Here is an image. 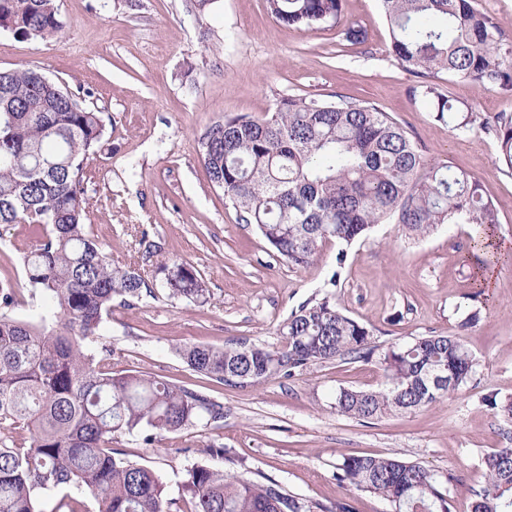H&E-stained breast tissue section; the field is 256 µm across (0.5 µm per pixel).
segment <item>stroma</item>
I'll return each instance as SVG.
<instances>
[{
	"instance_id": "obj_1",
	"label": "stroma",
	"mask_w": 512,
	"mask_h": 512,
	"mask_svg": "<svg viewBox=\"0 0 512 512\" xmlns=\"http://www.w3.org/2000/svg\"><path fill=\"white\" fill-rule=\"evenodd\" d=\"M57 4L61 37L0 32V70L36 69L101 112L105 149L88 186L89 232L113 263L153 276L162 264L186 262L208 289L201 304L169 298L159 287L133 306L115 305L100 328L112 368L162 377L224 408L221 428L202 421L149 444L140 433L123 434L113 447L153 468L170 499L184 497L188 469L204 463L244 468L302 500L348 502L355 512L391 507L337 481L340 455L397 456L447 484L452 512H472L485 483L482 459L506 443L505 424L486 400L512 396V250L492 254L496 285L480 297L465 261L469 224H443L424 237L380 224L351 245L326 242L309 267L290 266L256 226L239 223L208 179L198 142L216 122L264 117L291 96L368 102L393 118L426 160L475 178L498 208V235L512 240V171L499 163L491 131L512 117V90L404 70L380 0H342L340 24L312 30L279 22L266 0H216L204 12L195 0ZM348 25L363 31L362 41L345 40ZM427 83L464 104L474 123L456 130L438 120L419 93ZM31 239L27 225H0V282L18 288V318L48 308L32 296L14 249ZM327 295L367 328L381 352L422 336L459 337L476 360L474 375L429 407L363 421L336 413L331 403L338 389L378 387V359H338L239 388L192 371L178 354L186 344L279 346L291 313ZM473 313L477 322L466 325ZM212 446L223 456L207 455Z\"/></svg>"
}]
</instances>
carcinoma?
<instances>
[{"label":"carcinoma","instance_id":"carcinoma-1","mask_svg":"<svg viewBox=\"0 0 512 512\" xmlns=\"http://www.w3.org/2000/svg\"><path fill=\"white\" fill-rule=\"evenodd\" d=\"M279 21L305 29L340 24L342 0H266ZM401 65L416 73L445 71L486 88H512V42L472 0H380ZM56 0H0V31L21 39L63 31ZM436 117L474 122L451 96L427 84ZM499 161L512 171V120L493 128ZM100 113L34 69L0 70V224H26L32 247L16 246L33 294L51 302L54 319L11 315L17 292L0 283V512H41V496L74 487L96 512H171L158 475L120 457L112 438L134 431L144 441L220 427L224 408L208 396L138 372H112V350L96 341L116 299L152 294L148 275L114 266L90 237L86 185L101 150ZM210 182L239 220L254 224L277 253L304 268L323 243L350 244L393 219L416 236L438 225L474 224L471 237L498 224L497 208L468 173L429 162L405 131L369 102L287 98L264 118L214 125L200 141ZM173 297L204 302L207 288L190 264L162 265ZM276 348L179 349L195 372L232 387L291 378L306 368L374 354L368 330L328 296L306 303L281 329ZM385 383L341 388L332 408L359 420L410 412L458 390L475 358L460 339L440 334L389 347L380 357ZM512 424V397L487 400ZM486 485L472 512H512V447L483 458ZM339 482L387 500L393 512H451L449 493L427 468L391 456L343 455ZM185 512H352L347 503L302 501L274 481H254L203 464L187 471Z\"/></svg>","mask_w":512,"mask_h":512}]
</instances>
